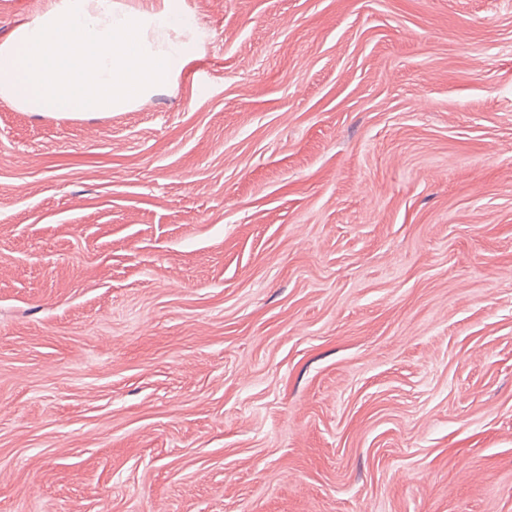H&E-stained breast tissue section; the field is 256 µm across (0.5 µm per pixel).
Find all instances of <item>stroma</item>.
Returning <instances> with one entry per match:
<instances>
[{
	"mask_svg": "<svg viewBox=\"0 0 512 512\" xmlns=\"http://www.w3.org/2000/svg\"><path fill=\"white\" fill-rule=\"evenodd\" d=\"M184 5L0 102V512H512V0Z\"/></svg>",
	"mask_w": 512,
	"mask_h": 512,
	"instance_id": "1",
	"label": "stroma"
}]
</instances>
